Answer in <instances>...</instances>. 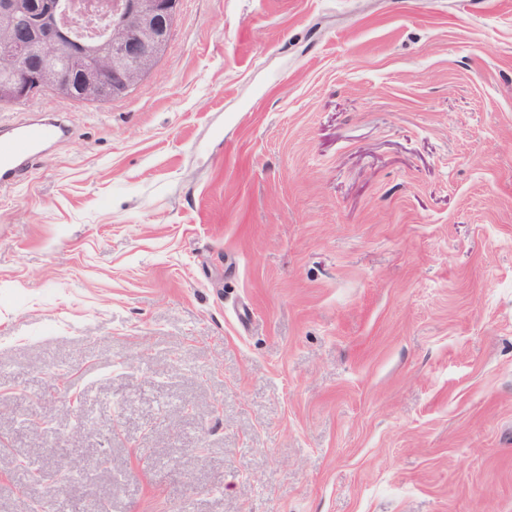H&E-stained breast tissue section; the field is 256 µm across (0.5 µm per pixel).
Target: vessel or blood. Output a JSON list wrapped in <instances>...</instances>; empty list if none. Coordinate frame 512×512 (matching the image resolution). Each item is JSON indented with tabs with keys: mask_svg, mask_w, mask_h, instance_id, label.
Masks as SVG:
<instances>
[{
	"mask_svg": "<svg viewBox=\"0 0 512 512\" xmlns=\"http://www.w3.org/2000/svg\"><path fill=\"white\" fill-rule=\"evenodd\" d=\"M66 133L63 120L52 117L13 128L5 136L0 134V186L21 181L28 161Z\"/></svg>",
	"mask_w": 512,
	"mask_h": 512,
	"instance_id": "vessel-or-blood-1",
	"label": "vessel or blood"
}]
</instances>
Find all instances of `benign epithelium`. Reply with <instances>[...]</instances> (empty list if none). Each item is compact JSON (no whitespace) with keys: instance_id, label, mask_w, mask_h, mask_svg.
<instances>
[{"instance_id":"1","label":"benign epithelium","mask_w":512,"mask_h":512,"mask_svg":"<svg viewBox=\"0 0 512 512\" xmlns=\"http://www.w3.org/2000/svg\"><path fill=\"white\" fill-rule=\"evenodd\" d=\"M0 0V95L38 90L87 101L125 96L150 75L179 15L180 0H69L39 16V36L17 23L21 4Z\"/></svg>"}]
</instances>
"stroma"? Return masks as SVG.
Returning <instances> with one entry per match:
<instances>
[{"label":"stroma","instance_id":"stroma-1","mask_svg":"<svg viewBox=\"0 0 512 512\" xmlns=\"http://www.w3.org/2000/svg\"><path fill=\"white\" fill-rule=\"evenodd\" d=\"M42 111L0 512H512V0H182Z\"/></svg>","mask_w":512,"mask_h":512}]
</instances>
